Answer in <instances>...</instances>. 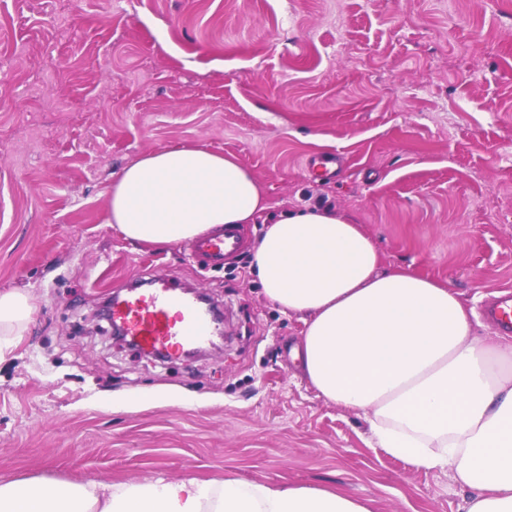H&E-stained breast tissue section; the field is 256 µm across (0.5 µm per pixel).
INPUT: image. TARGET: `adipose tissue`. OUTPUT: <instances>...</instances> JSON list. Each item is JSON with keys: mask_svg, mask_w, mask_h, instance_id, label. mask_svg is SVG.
Returning a JSON list of instances; mask_svg holds the SVG:
<instances>
[{"mask_svg": "<svg viewBox=\"0 0 512 512\" xmlns=\"http://www.w3.org/2000/svg\"><path fill=\"white\" fill-rule=\"evenodd\" d=\"M110 221L127 239L168 245L227 224H259L251 271L282 312L302 316L297 351L325 400L363 414L376 443L415 468H451L475 489L467 512H512V342L487 349L448 286L408 269L379 273L358 225L327 209L269 217L254 175L205 147L160 150L124 168ZM37 311L0 291V352ZM0 512H367L338 492L228 479L158 478L74 489L0 484Z\"/></svg>", "mask_w": 512, "mask_h": 512, "instance_id": "obj_1", "label": "adipose tissue"}]
</instances>
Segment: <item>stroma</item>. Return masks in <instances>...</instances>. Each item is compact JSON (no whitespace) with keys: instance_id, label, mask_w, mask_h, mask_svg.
I'll return each instance as SVG.
<instances>
[{"instance_id":"1","label":"stroma","mask_w":512,"mask_h":512,"mask_svg":"<svg viewBox=\"0 0 512 512\" xmlns=\"http://www.w3.org/2000/svg\"><path fill=\"white\" fill-rule=\"evenodd\" d=\"M234 156L272 215L330 209L381 271L453 290L471 335L512 288V0H0V291L38 305L0 354V483L240 479L369 512H466L472 489L375 447L290 355L304 324L250 267L144 246L109 191L146 153ZM340 156L320 179L308 158ZM168 277L223 312L194 358L147 361L96 312Z\"/></svg>"}]
</instances>
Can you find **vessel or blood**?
<instances>
[{"mask_svg": "<svg viewBox=\"0 0 512 512\" xmlns=\"http://www.w3.org/2000/svg\"><path fill=\"white\" fill-rule=\"evenodd\" d=\"M239 245L238 231L228 228L224 233L191 242L189 250L192 255L218 266ZM490 318L500 329L512 331V293L492 305ZM112 320L141 348L169 355L199 347L215 333L209 315L185 294L173 289L163 277L157 278L150 288L134 289L125 296L115 297Z\"/></svg>", "mask_w": 512, "mask_h": 512, "instance_id": "1", "label": "vessel or blood"}]
</instances>
